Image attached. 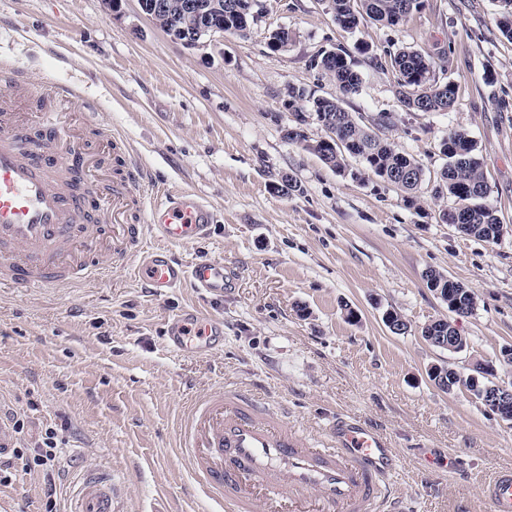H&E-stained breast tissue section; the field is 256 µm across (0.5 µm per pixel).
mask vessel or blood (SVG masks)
I'll list each match as a JSON object with an SVG mask.
<instances>
[{"label": "vessel or blood", "instance_id": "b4317fda", "mask_svg": "<svg viewBox=\"0 0 512 512\" xmlns=\"http://www.w3.org/2000/svg\"><path fill=\"white\" fill-rule=\"evenodd\" d=\"M0 288H81L136 259L135 277L160 298L190 285L220 296L222 263L186 261L177 246L210 232L211 207L190 188H140L143 171L120 143L100 148L92 113L77 111L75 86L33 85L0 66ZM111 163L116 178L95 197L78 184ZM166 340L183 356H208L224 343V321L189 309L168 318ZM189 475L227 512H405L391 498L396 454L374 429L337 422L307 435L263 399L216 387L190 400L178 429ZM487 512H512V468L482 483ZM111 472H87L71 512H116Z\"/></svg>", "mask_w": 512, "mask_h": 512}]
</instances>
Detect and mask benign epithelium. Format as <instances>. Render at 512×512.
<instances>
[{
  "instance_id": "1",
  "label": "benign epithelium",
  "mask_w": 512,
  "mask_h": 512,
  "mask_svg": "<svg viewBox=\"0 0 512 512\" xmlns=\"http://www.w3.org/2000/svg\"><path fill=\"white\" fill-rule=\"evenodd\" d=\"M141 11L173 40L188 48L196 47L204 38L224 34V15L216 12L218 5L202 0H139ZM232 14L238 17L239 28L231 32L240 34L249 30L251 24L262 14L261 0H242L229 4ZM428 343L452 352L461 350L464 338L456 329L448 327L443 319L431 323L426 332ZM501 419L512 421V383L489 382L485 390L473 396Z\"/></svg>"
}]
</instances>
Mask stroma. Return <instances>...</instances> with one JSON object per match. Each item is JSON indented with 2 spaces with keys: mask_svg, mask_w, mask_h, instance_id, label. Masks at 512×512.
I'll use <instances>...</instances> for the list:
<instances>
[{
  "mask_svg": "<svg viewBox=\"0 0 512 512\" xmlns=\"http://www.w3.org/2000/svg\"><path fill=\"white\" fill-rule=\"evenodd\" d=\"M263 2L247 36L190 49L137 0L111 14L102 0H0V60L35 83L49 75L79 86L99 131L124 138L146 183L207 200L218 216L211 236L175 252L223 263L228 278L220 297L186 285L157 299L128 262L79 291H0V404L24 422L19 448L34 452L49 428L58 443L52 486L39 469L0 472V512H68L74 483L94 468L111 471L121 512H224L192 492L176 452L187 400L220 382L259 393L311 434L340 418L374 427L398 454L392 490L416 512H486L480 479L512 467V421L429 378L434 365L482 363L512 381L502 357L512 347V41L497 28V0H424L397 27L366 20L352 32L323 0ZM279 29L288 46L274 51ZM340 47L362 78L347 96L312 66ZM401 47L427 49L437 79L455 84L449 111L402 105L388 57ZM292 86L339 99L418 160L417 206L360 159L340 173L290 143ZM452 130L467 132L483 160L503 226L497 243L441 219L455 206L435 196L447 162L439 144ZM284 175L297 191H272ZM429 270L472 289L473 310L451 312L428 288ZM192 308L223 319L221 351L183 357L166 347L165 319ZM389 310L406 333L386 326ZM439 318L464 337L462 351L423 338ZM427 448L456 458L455 471H432Z\"/></svg>",
  "mask_w": 512,
  "mask_h": 512,
  "instance_id": "35a3bbf8",
  "label": "stroma"
}]
</instances>
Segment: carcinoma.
Instances as JSON below:
<instances>
[{
    "label": "carcinoma",
    "instance_id": "carcinoma-1",
    "mask_svg": "<svg viewBox=\"0 0 512 512\" xmlns=\"http://www.w3.org/2000/svg\"><path fill=\"white\" fill-rule=\"evenodd\" d=\"M418 6L419 0H329L328 11L338 25L351 31L366 18L397 26ZM389 57L391 72L400 87V102L405 107L421 112H446L451 108L455 87L450 82L439 84L431 80L435 60L429 52L401 48L389 54ZM312 66L335 81L342 94L359 91L362 79L347 50L325 52L313 60ZM289 96L294 102L301 100L309 103L316 120L336 136V141L331 145L323 140L312 142L300 129L291 141L318 155L332 168L344 170L347 157L353 156L362 159L383 180L406 191L416 189L422 182L424 168L419 161L371 134L341 107L337 99L307 96L294 88ZM440 147L447 163L440 173L435 194L440 196L446 193L458 201L459 206L454 211L460 213L459 223L464 225L467 234L487 242H496L501 234V224L493 209L484 202L489 189L474 141L463 131L451 130L441 141ZM427 284L434 291L442 289L440 297L448 302V308L453 311H469L475 306V295L469 288L448 280L440 272L429 271Z\"/></svg>",
    "mask_w": 512,
    "mask_h": 512
}]
</instances>
